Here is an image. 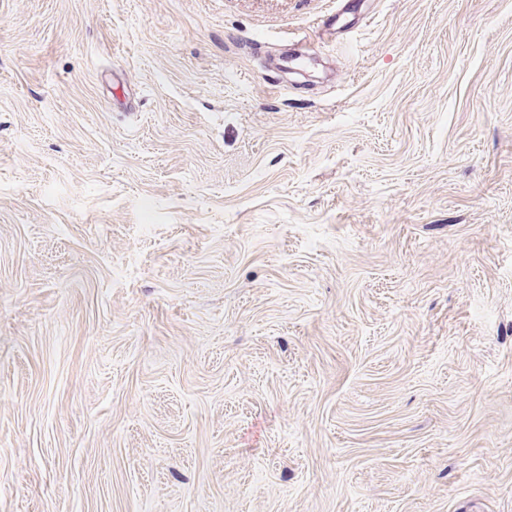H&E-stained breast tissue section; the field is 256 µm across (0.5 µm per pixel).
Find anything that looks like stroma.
Returning a JSON list of instances; mask_svg holds the SVG:
<instances>
[{
	"label": "stroma",
	"instance_id": "stroma-1",
	"mask_svg": "<svg viewBox=\"0 0 512 512\" xmlns=\"http://www.w3.org/2000/svg\"><path fill=\"white\" fill-rule=\"evenodd\" d=\"M368 5L0 0V512H512V0ZM354 0H338L336 10L328 15L326 20L321 21V25L326 31L341 35L350 27L348 17L352 13Z\"/></svg>",
	"mask_w": 512,
	"mask_h": 512
}]
</instances>
